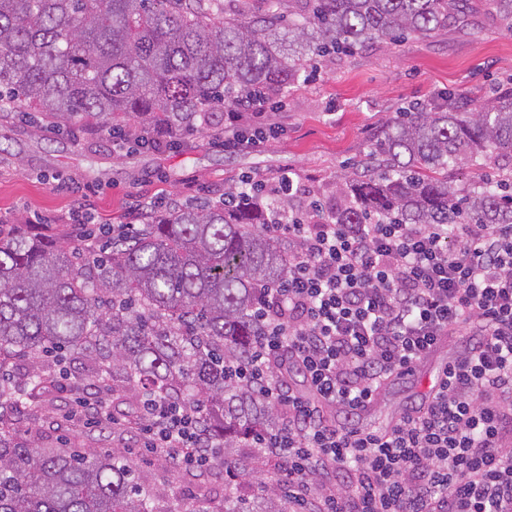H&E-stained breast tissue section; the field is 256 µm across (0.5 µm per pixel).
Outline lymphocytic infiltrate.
<instances>
[{
	"mask_svg": "<svg viewBox=\"0 0 512 512\" xmlns=\"http://www.w3.org/2000/svg\"><path fill=\"white\" fill-rule=\"evenodd\" d=\"M267 94L225 107L208 142L260 150L284 127ZM168 125L126 126L112 149H176ZM319 201L293 224L288 278L259 288L260 334L234 378L279 413L251 445L294 512H512V224H330ZM462 336L426 404L385 432L342 429L376 401L381 381ZM303 374L287 383L277 361ZM137 445L181 464L209 465L199 414L156 396L136 413Z\"/></svg>",
	"mask_w": 512,
	"mask_h": 512,
	"instance_id": "1",
	"label": "lymphocytic infiltrate"
}]
</instances>
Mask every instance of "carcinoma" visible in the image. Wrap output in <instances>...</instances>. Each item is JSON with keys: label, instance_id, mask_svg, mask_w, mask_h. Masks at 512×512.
Segmentation results:
<instances>
[{"label": "carcinoma", "instance_id": "1", "mask_svg": "<svg viewBox=\"0 0 512 512\" xmlns=\"http://www.w3.org/2000/svg\"><path fill=\"white\" fill-rule=\"evenodd\" d=\"M266 2L253 17L228 11L226 0H0V111L30 108L38 130L83 121L110 133L135 116L198 127L239 95L299 79L303 59L283 48L291 33L315 56L351 53L369 41L446 34L464 22L468 0H291L288 23L281 0ZM485 5L512 28V0ZM504 152L512 154V87L469 109L452 95L407 108L343 174L323 217L512 224V175L485 174ZM464 162L476 176L459 194L448 171ZM288 207L271 198L175 204L92 262L64 238L0 229V512H172L115 449L87 457L17 439L13 415L40 407L38 391L58 379L54 353L92 367L86 390L110 381L199 410L225 469L245 464L232 449L275 418L224 364L244 361L258 335L255 289L288 277V243L264 230L272 210ZM15 355L31 359L20 381L9 379ZM182 512L255 510L226 491L219 509L195 494Z\"/></svg>", "mask_w": 512, "mask_h": 512}]
</instances>
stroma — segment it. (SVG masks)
<instances>
[{"label": "stroma", "instance_id": "1", "mask_svg": "<svg viewBox=\"0 0 512 512\" xmlns=\"http://www.w3.org/2000/svg\"><path fill=\"white\" fill-rule=\"evenodd\" d=\"M309 65L297 84L278 95L281 106L274 119L285 123V135L259 151L227 154L201 133L195 147L183 151L135 148L116 153L109 136L97 130L37 132L14 119L0 121V221L35 237L47 222L51 236L71 239L75 230L68 218L77 205L94 227L126 224L133 200L181 198L190 180L196 183L194 201L212 203L242 177L267 179L284 172L296 174L323 200H331L344 169L372 148L376 133L396 112L434 106L450 93L488 100L512 82V30L487 11L484 0H471L464 28L396 44L376 41L364 50L331 61L313 59ZM73 180L88 188L87 197L74 198L67 188ZM461 345L459 338L447 339L412 374L382 384L373 407L351 417L336 412L337 426L387 429L425 401ZM67 369L62 386L42 390L41 410L18 415V439L84 453L122 447L125 440L119 433H99L78 417L84 372L76 361ZM237 453L249 463L234 481L218 461L206 467L176 466L144 452L132 461L147 485L165 492V506L201 489L213 506H220L230 483L252 504H260L273 475L252 460L251 449L241 447Z\"/></svg>", "mask_w": 512, "mask_h": 512}]
</instances>
